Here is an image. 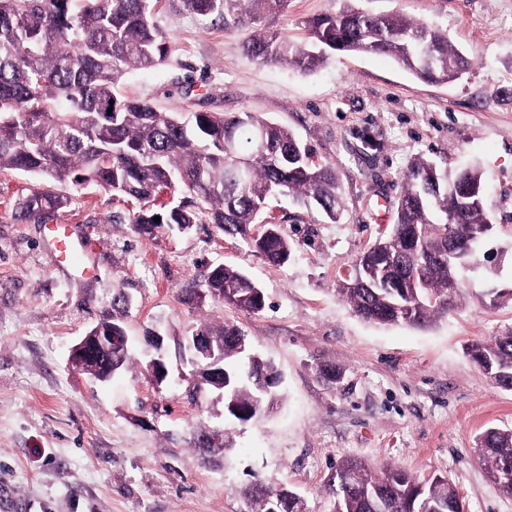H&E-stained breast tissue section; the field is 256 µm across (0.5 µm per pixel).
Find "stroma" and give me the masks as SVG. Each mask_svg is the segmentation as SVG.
Instances as JSON below:
<instances>
[{"label": "stroma", "mask_w": 512, "mask_h": 512, "mask_svg": "<svg viewBox=\"0 0 512 512\" xmlns=\"http://www.w3.org/2000/svg\"><path fill=\"white\" fill-rule=\"evenodd\" d=\"M445 32L471 66L426 83L386 56L338 53L310 73L247 57L249 32L176 13L158 0L171 36L166 64L127 75L120 92L158 111L249 112L291 129L313 164L332 166L341 215L329 222L280 195L269 214L292 247L271 265L241 237L212 224H131L132 205L97 185L67 187V207L26 221L14 202L34 178L0 170V512H246L255 480L296 492L305 512H332L328 479L358 459L418 476H447L464 512H512L474 458L486 428L512 430V391L495 387L467 345L512 332V0H353ZM340 0H289L270 25L305 42L304 20ZM454 174L479 166L495 229L453 310L424 326L370 323L337 283L395 222L403 178L417 156ZM73 225L85 274L59 267L44 227ZM231 265L264 292L250 313L204 293L214 267ZM133 351L164 338L168 376L144 361L99 382L70 365L73 347L108 314L113 291ZM230 323L276 367L278 403L267 418L224 421L218 393L196 390L187 336ZM343 371L329 384L322 368ZM229 431L226 457L195 446L201 429Z\"/></svg>", "instance_id": "obj_1"}]
</instances>
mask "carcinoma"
I'll use <instances>...</instances> for the list:
<instances>
[{
  "mask_svg": "<svg viewBox=\"0 0 512 512\" xmlns=\"http://www.w3.org/2000/svg\"><path fill=\"white\" fill-rule=\"evenodd\" d=\"M158 0H0V170L43 180L15 208L18 217L37 220L64 207L69 198L54 184L93 182L139 204L129 216L137 233L154 236L174 224L189 231L214 224L224 234L240 235L270 263L284 265L291 246L280 225L267 221L257 234L250 227L271 196L288 194L315 207L331 222L340 213V193L330 166H316L306 149L296 150L288 128L248 112L168 115L149 102L121 97L115 87L134 70L155 68L170 55L167 33L152 20ZM288 0H174L173 8L236 28L262 25L245 44L248 55L301 72L320 67L327 53L387 55L427 83L448 81V68L466 70L470 62L448 43L440 29L397 14L368 15L349 6L304 21L309 43L300 44L264 23L284 11ZM266 148L254 149L257 134ZM248 157L244 178L232 180L229 151ZM168 203L154 208L156 198ZM390 233L353 263L358 276L343 279L338 295L368 322L423 325L448 313V263L432 255L448 251V214L457 199L448 195V173L424 156L406 174ZM160 221H154L155 217ZM488 219L477 203L460 213V233ZM414 225L420 247H405L402 228ZM420 286L407 288L405 275ZM370 287H365V284ZM211 296L241 310L265 307L261 288L245 273L225 266L207 281ZM124 295H112V314L101 331L123 329ZM224 344V405L233 404L258 419L274 393L260 398L245 377L274 373L264 360L244 359L237 346L241 332L228 323L205 328ZM472 359L501 389L512 388V333L471 343ZM475 458L487 474L512 470V430L488 428L479 435ZM328 485L334 512H462L456 487L445 476L420 478L397 467H370L346 460ZM248 512H303L301 499L286 488L255 481L244 490Z\"/></svg>",
  "mask_w": 512,
  "mask_h": 512,
  "instance_id": "1",
  "label": "carcinoma"
}]
</instances>
